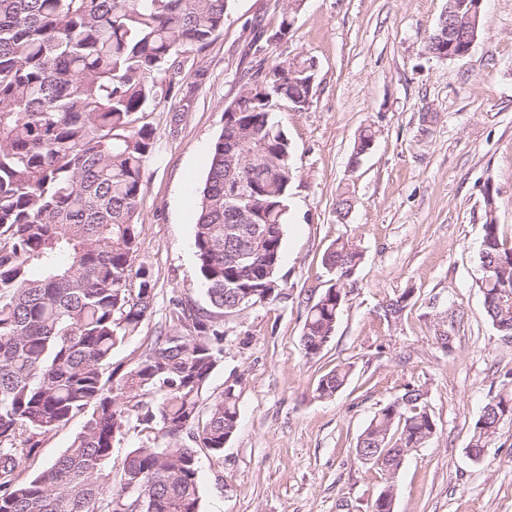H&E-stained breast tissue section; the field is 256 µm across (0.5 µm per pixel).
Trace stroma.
Masks as SVG:
<instances>
[{"label":"stroma","mask_w":512,"mask_h":512,"mask_svg":"<svg viewBox=\"0 0 512 512\" xmlns=\"http://www.w3.org/2000/svg\"><path fill=\"white\" fill-rule=\"evenodd\" d=\"M447 2L303 0L287 41L270 47L317 62L309 109L274 114L297 168L280 265L289 298L224 319V358L209 390L238 374L245 385L222 456L199 455L202 512H372L386 477L357 459L356 441L409 384L423 389L436 433L405 457L393 512H512V421L481 460L467 453L483 406L512 391V337L485 313L479 260L487 207L512 245V0H483L471 52L442 60L422 45ZM282 6L230 0L223 31L184 64L189 110L171 99L146 114L157 151L145 171L136 261L153 273L154 309L114 350V364L141 358L167 326L173 298L206 304L193 198L224 109L256 61V29L275 26ZM367 126L374 144L354 158ZM342 193L352 203L343 224ZM340 237L361 258L334 336L309 359L306 300L328 288L322 259ZM407 290L399 319L386 321L383 306ZM341 363L352 368L347 385L317 399L320 377ZM82 425L75 418L36 455H18L21 478L63 453Z\"/></svg>","instance_id":"1"}]
</instances>
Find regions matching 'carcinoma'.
<instances>
[{
  "instance_id": "cac0c4a2",
  "label": "carcinoma",
  "mask_w": 512,
  "mask_h": 512,
  "mask_svg": "<svg viewBox=\"0 0 512 512\" xmlns=\"http://www.w3.org/2000/svg\"><path fill=\"white\" fill-rule=\"evenodd\" d=\"M229 0H0V512H201L198 452L218 457L237 428L244 385L217 395L210 379L224 357V316L251 301L273 305L289 190L296 176L288 134L273 119L313 98L288 69L308 59L249 69L211 147L199 191L195 254L208 307L174 299L169 325L122 370L115 348L151 315L152 272L135 265L146 164L156 151L144 114L172 97L184 56L224 28ZM300 0H286L266 39L288 38ZM234 147L228 152V147ZM360 253L338 238L323 263L335 283L307 301L301 344L319 356L336 330ZM487 316L512 335V247L493 217L480 255ZM274 297L262 301L264 291ZM413 290L382 307L398 319ZM338 365L318 381L327 399L349 381ZM378 410L357 447L386 453L377 469L424 447L435 422L424 392L407 386ZM77 416L82 430L29 480L16 457ZM512 396L499 394L475 421L468 451L479 458ZM131 430L142 445L112 460Z\"/></svg>"
}]
</instances>
